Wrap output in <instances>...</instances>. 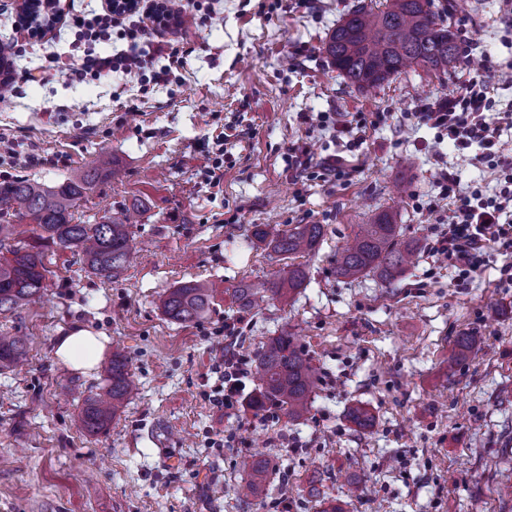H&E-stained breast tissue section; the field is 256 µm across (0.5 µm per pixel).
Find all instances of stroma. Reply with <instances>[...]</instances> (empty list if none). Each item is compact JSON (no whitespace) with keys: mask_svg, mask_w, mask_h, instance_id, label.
<instances>
[{"mask_svg":"<svg viewBox=\"0 0 512 512\" xmlns=\"http://www.w3.org/2000/svg\"><path fill=\"white\" fill-rule=\"evenodd\" d=\"M357 0H220L224 20L190 27V53L169 82L115 79L22 83L48 66L46 45L20 36L8 97L0 102V182L49 186L101 153L114 174L80 201L76 221L102 223L132 206L137 254L112 280L93 275L66 249L48 253L41 300L0 315V331L33 339L26 364L0 371V512H502L498 494L512 471V260L488 249L467 281L437 263L441 231L425 210L438 197L439 163L465 188L494 194L497 174L437 141L417 105L450 95L480 70L484 53L512 63V32L499 0H455L454 32L475 47L438 77L416 67L364 92L339 76L322 44ZM365 121L362 144L312 125ZM323 165L347 158L343 175L300 178L291 148ZM26 157L18 166L6 149ZM224 179H204L208 157ZM393 213L418 261L394 285L336 275L342 245L373 215ZM254 224H321L318 249L302 257L307 280L288 301L241 312L230 290L278 278L283 256L254 239ZM223 283L207 314L179 324L160 297L180 283ZM240 320L237 348L253 357L268 338L298 335L320 376L306 419H263L248 400L233 410L207 400L225 322ZM101 331L103 352L124 354L136 396L105 432L79 430L76 414L99 371L58 359L55 344L74 324ZM478 351L456 367L460 335ZM363 404L375 423L355 430L346 411ZM221 433L224 447L207 436ZM298 440L302 450L288 448ZM267 459L263 499L237 490L244 456Z\"/></svg>","mask_w":512,"mask_h":512,"instance_id":"35a3bbf8","label":"stroma"}]
</instances>
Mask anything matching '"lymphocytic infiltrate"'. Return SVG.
I'll use <instances>...</instances> for the list:
<instances>
[{"label": "lymphocytic infiltrate", "mask_w": 512, "mask_h": 512, "mask_svg": "<svg viewBox=\"0 0 512 512\" xmlns=\"http://www.w3.org/2000/svg\"><path fill=\"white\" fill-rule=\"evenodd\" d=\"M186 9L183 0H105L97 10L64 13L62 23L75 28L85 45L84 55L77 59L66 53L53 54V65L43 70L42 78L100 81L117 74L141 78L149 60L162 56L166 63L153 78L163 81L184 64ZM116 33L127 40V47L110 54L98 52V44L111 41ZM507 77L494 61H486L482 73L470 77L451 95L421 104L416 110L419 122L435 129L437 139L448 140L459 150L479 146V161L495 163L501 169L499 188L491 196L464 190L454 171L440 170L441 194L450 204L444 216L438 204L429 207L437 223L444 226L432 254L462 279L479 270L489 246L512 253V155L506 154L500 140L503 126H512V103L502 108L500 122L487 117L493 109L491 93ZM223 332L225 346L213 363L222 385L212 404L230 409L243 394L251 369L248 358L236 348L240 332L236 322L225 323Z\"/></svg>", "instance_id": "1"}]
</instances>
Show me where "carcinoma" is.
<instances>
[{
  "instance_id": "obj_1",
  "label": "carcinoma",
  "mask_w": 512,
  "mask_h": 512,
  "mask_svg": "<svg viewBox=\"0 0 512 512\" xmlns=\"http://www.w3.org/2000/svg\"><path fill=\"white\" fill-rule=\"evenodd\" d=\"M324 51L332 65L352 85L377 88L392 77L419 66L434 74H446L461 56L457 35L448 26V5L434 7V0H386L384 8L363 5L350 9L331 30ZM112 160L99 157L95 165L62 183L48 186L27 180L0 184V314L15 311L40 298L46 290L47 252L63 247L77 252L93 274L111 279L120 274L130 258V224L125 215L100 224L74 223V210L95 184L110 170ZM28 220L38 232L27 243H13L15 221ZM325 235L321 224H296L282 229L258 224L253 236L280 255L304 256L314 252ZM417 249L400 240L393 215L382 213L372 223L359 225L352 242L336 260V276L355 278L373 273L386 283L398 280L413 264ZM307 273L300 264H288L283 274L266 288L242 283L232 295L246 312L267 300H287L302 287ZM220 284L191 281L170 288L161 299L162 313L180 324L201 319L210 309ZM29 336L0 334V370L13 368L28 358ZM473 337L457 338L448 356V369L473 353ZM258 388L251 406L260 410L275 403L288 418L299 421L309 411L317 388V376L295 337L286 333L262 344L255 358ZM134 393L126 358L112 354L104 367L102 384L84 399L77 415L79 428L88 435L107 429ZM348 420L360 430L371 427L373 418L362 405L351 406ZM242 467L248 481L240 489L245 499L265 495L269 475L266 459L247 456Z\"/></svg>"
}]
</instances>
